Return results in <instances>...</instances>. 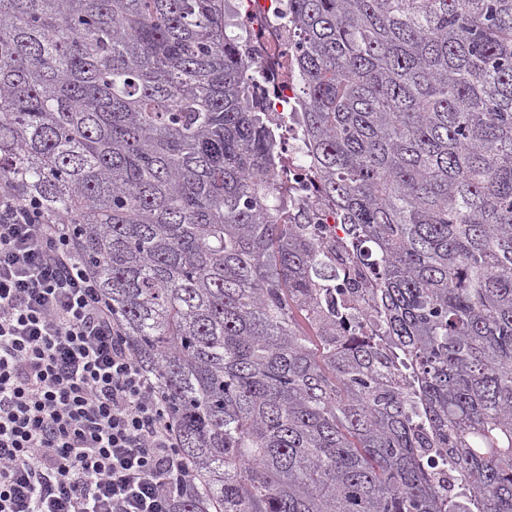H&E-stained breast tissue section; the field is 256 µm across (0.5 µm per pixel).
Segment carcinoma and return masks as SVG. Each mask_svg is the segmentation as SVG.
Wrapping results in <instances>:
<instances>
[{"label": "carcinoma", "mask_w": 512, "mask_h": 512, "mask_svg": "<svg viewBox=\"0 0 512 512\" xmlns=\"http://www.w3.org/2000/svg\"><path fill=\"white\" fill-rule=\"evenodd\" d=\"M346 330L232 0H0V194L168 403L181 512H512V0H287ZM285 147L287 160L286 163L277 169L274 173V179L277 183L282 186L289 187L293 191L294 203L296 211L304 209H310L314 214V217L323 224L318 225L319 235L324 245H336V271L340 273V279L337 282H344L349 279L348 288H361L359 293H352L350 290L351 297L357 300L351 314L358 316L359 319L350 320L354 326L363 327L365 332H369L374 329L373 325L362 319V314L368 307L371 298V292L369 288H373L370 278L365 276V271L353 262L351 256L341 245V239L343 237L340 232L339 224H335V220L329 216V207L326 203L318 199L312 191H307L301 188V184L308 183L311 175V167L306 158L301 142L296 140L293 133L288 132V140ZM350 320L347 319L348 324Z\"/></svg>", "instance_id": "cac0c4a2"}]
</instances>
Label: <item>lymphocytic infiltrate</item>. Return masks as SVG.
Returning a JSON list of instances; mask_svg holds the SVG:
<instances>
[{
	"instance_id": "1",
	"label": "lymphocytic infiltrate",
	"mask_w": 512,
	"mask_h": 512,
	"mask_svg": "<svg viewBox=\"0 0 512 512\" xmlns=\"http://www.w3.org/2000/svg\"><path fill=\"white\" fill-rule=\"evenodd\" d=\"M167 403L65 224L0 196V512H179Z\"/></svg>"
}]
</instances>
